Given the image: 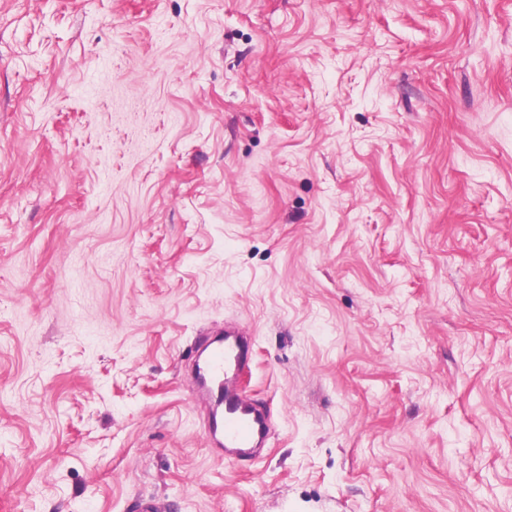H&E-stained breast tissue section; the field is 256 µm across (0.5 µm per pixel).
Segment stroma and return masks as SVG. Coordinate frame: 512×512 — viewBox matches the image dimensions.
<instances>
[{
    "instance_id": "1",
    "label": "stroma",
    "mask_w": 512,
    "mask_h": 512,
    "mask_svg": "<svg viewBox=\"0 0 512 512\" xmlns=\"http://www.w3.org/2000/svg\"><path fill=\"white\" fill-rule=\"evenodd\" d=\"M148 496L512 512V0H0V512ZM252 355L253 344L244 331L225 332L191 358L197 373V399L209 411L207 437L225 461L252 457L268 444L271 433L269 414L241 388L240 376L249 368Z\"/></svg>"
}]
</instances>
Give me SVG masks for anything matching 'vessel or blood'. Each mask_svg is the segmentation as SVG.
Segmentation results:
<instances>
[{
	"instance_id": "vessel-or-blood-1",
	"label": "vessel or blood",
	"mask_w": 512,
	"mask_h": 512,
	"mask_svg": "<svg viewBox=\"0 0 512 512\" xmlns=\"http://www.w3.org/2000/svg\"><path fill=\"white\" fill-rule=\"evenodd\" d=\"M253 344L243 333H228L196 350L197 399L208 409L209 441L225 460L250 458L267 444L271 420L264 409L247 397L240 376L251 363Z\"/></svg>"
}]
</instances>
